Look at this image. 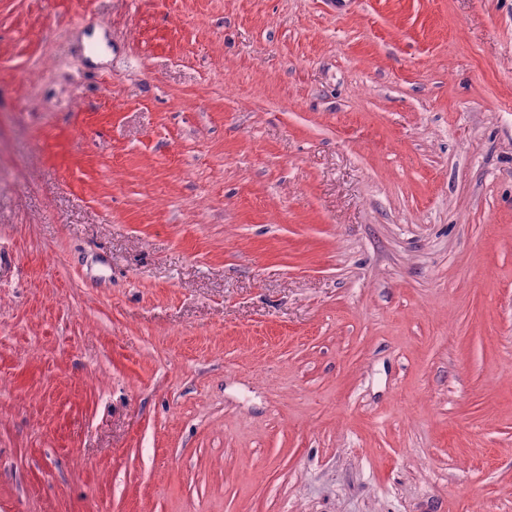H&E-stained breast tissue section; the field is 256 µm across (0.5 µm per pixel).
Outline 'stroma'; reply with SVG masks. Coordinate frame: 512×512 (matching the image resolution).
<instances>
[{"label": "stroma", "instance_id": "1", "mask_svg": "<svg viewBox=\"0 0 512 512\" xmlns=\"http://www.w3.org/2000/svg\"><path fill=\"white\" fill-rule=\"evenodd\" d=\"M0 512H512V0H0Z\"/></svg>", "mask_w": 512, "mask_h": 512}]
</instances>
